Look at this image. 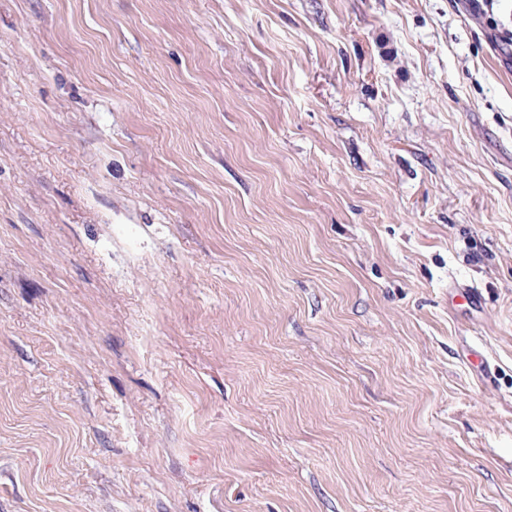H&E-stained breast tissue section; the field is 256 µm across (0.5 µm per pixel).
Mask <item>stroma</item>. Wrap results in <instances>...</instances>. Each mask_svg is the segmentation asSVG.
Masks as SVG:
<instances>
[{
    "instance_id": "stroma-1",
    "label": "stroma",
    "mask_w": 512,
    "mask_h": 512,
    "mask_svg": "<svg viewBox=\"0 0 512 512\" xmlns=\"http://www.w3.org/2000/svg\"><path fill=\"white\" fill-rule=\"evenodd\" d=\"M506 31L0 0V512H512Z\"/></svg>"
}]
</instances>
